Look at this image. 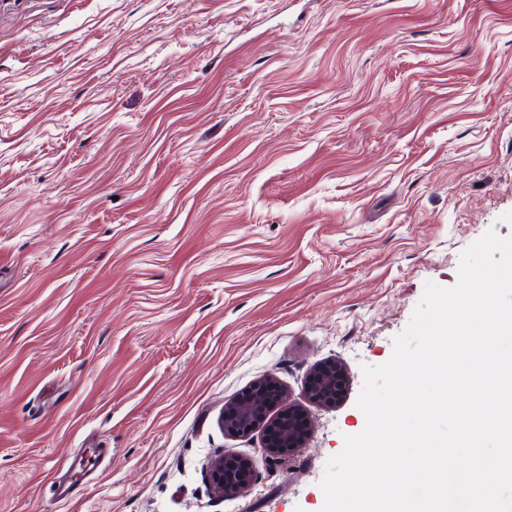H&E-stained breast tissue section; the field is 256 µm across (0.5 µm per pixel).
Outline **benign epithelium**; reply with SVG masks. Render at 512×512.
Segmentation results:
<instances>
[{
	"mask_svg": "<svg viewBox=\"0 0 512 512\" xmlns=\"http://www.w3.org/2000/svg\"><path fill=\"white\" fill-rule=\"evenodd\" d=\"M344 369L334 363L320 364L307 376L302 392L309 400L328 405L339 400L346 389ZM286 394L272 376L256 381L233 401L225 404L224 431L237 435L264 428V451L275 453L284 448L303 447L310 429L306 412L285 405ZM212 491L221 497L246 492L255 480L256 464L250 458L225 454L207 466Z\"/></svg>",
	"mask_w": 512,
	"mask_h": 512,
	"instance_id": "7a95c632",
	"label": "benign epithelium"
}]
</instances>
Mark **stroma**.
I'll use <instances>...</instances> for the list:
<instances>
[{
  "instance_id": "35a3bbf8",
  "label": "stroma",
  "mask_w": 512,
  "mask_h": 512,
  "mask_svg": "<svg viewBox=\"0 0 512 512\" xmlns=\"http://www.w3.org/2000/svg\"><path fill=\"white\" fill-rule=\"evenodd\" d=\"M491 230L512 0H0V512H319L363 366ZM267 376L310 420L273 456L220 421ZM344 369L334 363L320 364L307 376L302 392L309 400L328 405L339 400L346 389ZM212 491L221 497H235L246 492L255 480L256 464L250 458L225 454L207 466Z\"/></svg>"
}]
</instances>
